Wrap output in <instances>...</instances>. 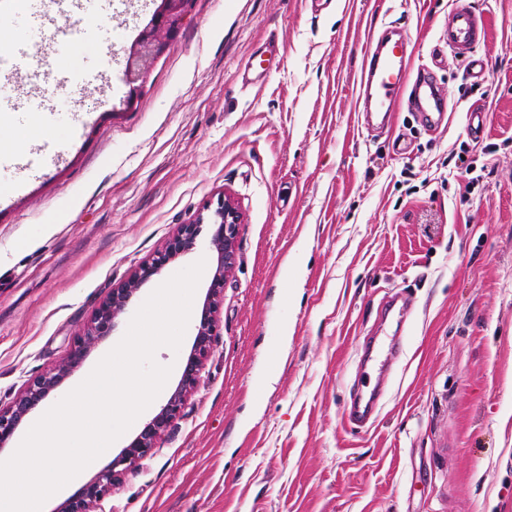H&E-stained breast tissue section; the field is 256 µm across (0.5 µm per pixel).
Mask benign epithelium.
I'll list each match as a JSON object with an SVG mask.
<instances>
[{
    "mask_svg": "<svg viewBox=\"0 0 512 512\" xmlns=\"http://www.w3.org/2000/svg\"><path fill=\"white\" fill-rule=\"evenodd\" d=\"M189 0H161L155 21L151 26L168 33L176 31L186 15ZM161 50L157 35L142 34L133 53L127 59L125 76L135 83L149 71L150 62ZM212 226L211 245L217 253V264L207 289L192 350L184 366L180 381L166 404L154 415L133 440L101 470L56 509V512H96L100 502L112 492L122 477L140 460L157 447L159 441L180 418L188 398L198 388L214 337L217 336V313L224 300V281L235 264L240 227V213L235 203L225 197L207 217L202 215L190 223L182 224L147 262L140 265L111 295L101 303L93 318L77 337L67 363L32 380L20 397L11 405L0 406V447L3 448L23 421L62 381L85 360L90 349L108 336L116 326L117 317L125 310L141 285L161 273L177 256L191 250L196 244L201 224Z\"/></svg>",
    "mask_w": 512,
    "mask_h": 512,
    "instance_id": "1",
    "label": "benign epithelium"
}]
</instances>
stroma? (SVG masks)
<instances>
[{
    "label": "stroma",
    "instance_id": "obj_1",
    "mask_svg": "<svg viewBox=\"0 0 512 512\" xmlns=\"http://www.w3.org/2000/svg\"><path fill=\"white\" fill-rule=\"evenodd\" d=\"M462 3L488 24L477 89L454 52L432 59ZM160 4L47 0L42 61L4 89L19 105L38 93L56 120L0 164V403L64 363L112 289L226 195L238 249L201 383L101 512H512V0H190L127 83ZM391 26L446 95L437 130L405 110L385 132L357 121L366 34ZM60 56L77 81L57 79ZM458 154L492 175L470 184ZM210 236L140 288L53 399L200 259L202 304ZM379 327L398 354L357 429L344 411L378 381L362 355ZM195 333L156 351L170 377L113 452L166 404Z\"/></svg>",
    "mask_w": 512,
    "mask_h": 512
}]
</instances>
